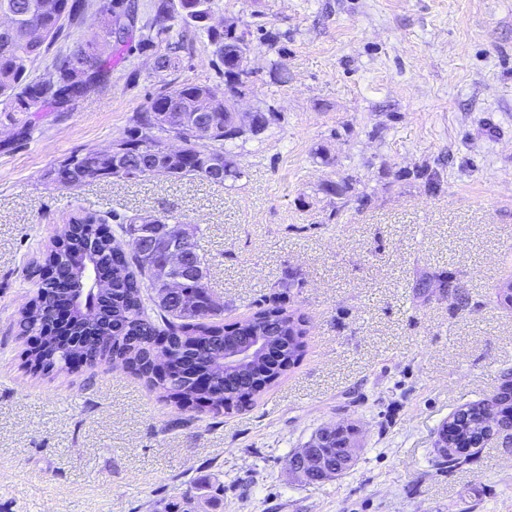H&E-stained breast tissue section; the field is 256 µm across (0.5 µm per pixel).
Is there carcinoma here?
I'll return each instance as SVG.
<instances>
[{
    "label": "carcinoma",
    "mask_w": 512,
    "mask_h": 512,
    "mask_svg": "<svg viewBox=\"0 0 512 512\" xmlns=\"http://www.w3.org/2000/svg\"><path fill=\"white\" fill-rule=\"evenodd\" d=\"M212 2L179 0L177 14L184 27L206 34L224 66L226 83L234 87L241 84V76L249 75L242 68V48L249 32L212 25ZM117 4L127 17H133V0H104L99 30L83 36L78 45L94 57L103 82L112 70V59L121 54L126 43L112 38V11ZM84 6V0H0V16L17 19L12 31L0 33V98L11 101L13 111L64 108L86 96L84 71L74 53L56 60L51 78L29 79L30 66L42 55L45 43L58 35L63 20H78ZM170 19L171 6L162 0L141 39L145 48L166 44V53L160 55L165 69L180 63L179 52L184 48L183 41L172 35L173 27L167 24ZM195 112L213 113L214 127L206 133L196 129L191 124ZM236 118L233 99L217 98L208 85L184 84L150 102L132 132L121 141L124 161L116 164L110 154L88 151L72 156L52 175L55 181L68 185L87 178H129L132 173L127 166L162 146L159 134L168 133L182 146L164 159L162 168L166 173L171 177L205 178L209 161L224 155V145L234 141ZM100 224H113L115 229L102 235L97 231ZM179 225L168 216H157L154 232L161 237L173 236ZM137 231L135 218L112 210L81 209L69 217L61 235L44 253L43 266L65 273L74 287L86 266H101L102 279L95 292L84 300L95 309V315L88 320L73 310L67 329L70 342L53 334L43 335L29 351L27 362L31 370L42 375L67 372L71 369L70 355L78 352L90 367L106 360L122 364L148 388L163 391L167 401L178 408L201 400L211 412L228 414L260 396L299 361L307 333L305 320L284 308L261 309L241 322L226 324L217 319L221 309L214 303L207 282L188 274L180 282L174 304L156 302L152 290L158 256L145 253L136 245ZM55 300L56 295L48 288L39 289L29 306L19 312L20 330L25 334L44 330ZM246 327L258 336L269 335L268 342L276 349L277 357L243 374L227 373L225 346ZM158 336L167 338L171 358L181 365L180 384L176 387L155 365L154 341ZM202 377L210 381L208 392L198 388ZM489 408L496 409L501 437L509 438L512 399L500 387L492 397L469 403L448 417L443 423L448 428V447L458 451L480 442L484 414Z\"/></svg>",
    "instance_id": "carcinoma-1"
}]
</instances>
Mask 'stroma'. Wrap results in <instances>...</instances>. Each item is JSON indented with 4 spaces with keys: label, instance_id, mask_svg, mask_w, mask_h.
Instances as JSON below:
<instances>
[{
    "label": "stroma",
    "instance_id": "35a3bbf8",
    "mask_svg": "<svg viewBox=\"0 0 512 512\" xmlns=\"http://www.w3.org/2000/svg\"><path fill=\"white\" fill-rule=\"evenodd\" d=\"M157 0H137L106 83L57 112L0 103V512H512V447L443 465V422L512 373V0H213L253 40L235 141L239 178L146 175L63 185L71 156L124 139L151 99L224 91L214 47L186 32L179 67L141 47ZM85 0L31 66L97 27ZM440 177L431 186L426 172ZM336 185L329 193L328 185ZM79 208L195 225L225 322L282 306L308 323L300 362L249 406L178 408L126 368L44 377L15 315L42 253ZM427 293H420L422 281ZM356 428V455L309 484L289 456L320 429Z\"/></svg>",
    "mask_w": 512,
    "mask_h": 512
}]
</instances>
